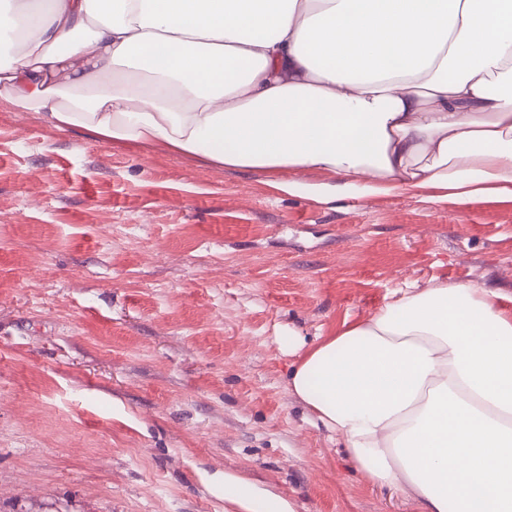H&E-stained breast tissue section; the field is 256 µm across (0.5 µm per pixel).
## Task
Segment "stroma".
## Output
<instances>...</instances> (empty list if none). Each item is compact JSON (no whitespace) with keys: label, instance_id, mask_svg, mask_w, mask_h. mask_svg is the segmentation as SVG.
Masks as SVG:
<instances>
[{"label":"stroma","instance_id":"1","mask_svg":"<svg viewBox=\"0 0 512 512\" xmlns=\"http://www.w3.org/2000/svg\"><path fill=\"white\" fill-rule=\"evenodd\" d=\"M0 105V512H416L288 390L305 345L437 281L512 309V202L329 203ZM223 493L225 512H295L287 498L227 471L224 473Z\"/></svg>","mask_w":512,"mask_h":512}]
</instances>
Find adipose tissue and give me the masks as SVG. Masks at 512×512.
I'll use <instances>...</instances> for the list:
<instances>
[{"mask_svg": "<svg viewBox=\"0 0 512 512\" xmlns=\"http://www.w3.org/2000/svg\"><path fill=\"white\" fill-rule=\"evenodd\" d=\"M0 100L227 169L512 201V0H13ZM438 283L321 337L293 395L418 512H512V310ZM224 512H294L225 473Z\"/></svg>", "mask_w": 512, "mask_h": 512, "instance_id": "1", "label": "adipose tissue"}]
</instances>
